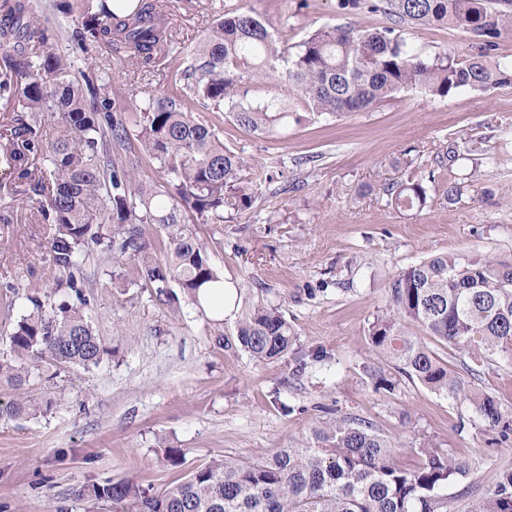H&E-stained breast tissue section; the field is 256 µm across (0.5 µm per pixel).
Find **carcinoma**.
<instances>
[{
    "label": "carcinoma",
    "mask_w": 512,
    "mask_h": 512,
    "mask_svg": "<svg viewBox=\"0 0 512 512\" xmlns=\"http://www.w3.org/2000/svg\"><path fill=\"white\" fill-rule=\"evenodd\" d=\"M102 19L79 30L78 47L101 44L135 62L149 64L170 46L160 0H100ZM344 14L380 13V27L318 28L290 50L253 9L229 6L206 37L182 51L183 85L117 113L107 88L84 74L70 78L69 58L52 49L42 54L55 29L16 0L3 5L0 32L13 51L0 58V98L16 112L14 135L22 149L10 164L28 160L38 147L37 126L45 113H59L65 135L48 159L51 191L35 223L47 224L57 271L53 287L71 298L46 303L26 294L31 311L17 320L0 352V380L22 387L51 368L91 369L107 349L95 334L84 295L83 264L93 253L112 257L109 276L135 269L134 283L150 294L177 300L178 288L192 308L216 327L200 295L221 281L198 224H222L226 216L254 207L257 188L244 160L224 145V130L197 111L231 112L235 124L257 134L288 126L290 114L273 102H252L255 84L274 79L296 93L294 110L342 118L417 89L445 98L468 88L487 92L512 82L508 65L496 60L497 39L512 34V0H337ZM450 25L478 40V52L460 58L450 50L424 56L402 25ZM136 140L164 180L140 177L134 166L112 159V146ZM482 150L469 139L450 150V160ZM398 210L424 209L431 200L421 178L383 185ZM389 310L368 327L373 351L399 374L425 388L473 405L485 428L503 438L512 418L493 394L465 386L455 371L419 337L415 325L437 343L468 358L471 373L497 360L512 361V266L486 258L442 254L400 272L390 283ZM237 340L256 362L288 353L294 333L278 308L253 305L237 322ZM19 394L0 408L8 417L48 412ZM421 463L403 467L392 447L364 422L324 421L301 442L275 448L258 462L224 458L197 466L182 481L153 493L129 479L93 484L76 496L113 512H444L440 491L466 476L467 465L438 448L420 449ZM471 512H512V471L500 475L494 492Z\"/></svg>",
    "instance_id": "obj_1"
}]
</instances>
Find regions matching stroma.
<instances>
[{"mask_svg": "<svg viewBox=\"0 0 512 512\" xmlns=\"http://www.w3.org/2000/svg\"><path fill=\"white\" fill-rule=\"evenodd\" d=\"M26 2L56 26L51 46L68 53L72 77L97 62L111 98L128 103L171 88L178 51L198 44L230 0H161L173 42L146 66L104 45L89 55L72 48L69 36L95 0H68L67 15L54 0ZM246 3L292 44L325 25L386 22L380 14H341L336 0H307L302 10L297 0ZM407 33L426 55L477 51L472 36L450 26ZM203 118L223 128L226 145L263 182L250 212L198 225V234L241 308L276 305L294 345L275 362L254 363L237 343L236 319H225L223 336H216L186 302L123 286L107 274L111 259L90 256L84 293L111 354L91 370L72 366L25 385L29 399L55 400L50 413L0 418V512H86L75 495L83 486L130 478L158 491L214 459L262 460L336 418L369 423L407 468L418 465V448L430 443L463 460L466 477L442 493L447 512H472L500 473L512 470V437L486 430L469 402L402 375L392 393L376 392L374 374L391 367L374 354L367 329L388 305L389 282L423 259L456 253L512 264V84L485 93L460 89L442 99L410 90L336 120L305 112L272 136L239 129L226 112ZM469 136L482 139V156L436 165L451 139ZM414 157L421 160L416 176L462 182L460 201L437 198L421 211L391 206L381 185ZM45 202L33 180L0 160V349L28 310L24 299L6 296L5 283L43 296L56 277L49 229L29 220ZM448 360L466 384L496 394L512 410V363L474 376L459 356ZM168 448L180 451V465L165 460Z\"/></svg>", "mask_w": 512, "mask_h": 512, "instance_id": "1", "label": "stroma"}]
</instances>
